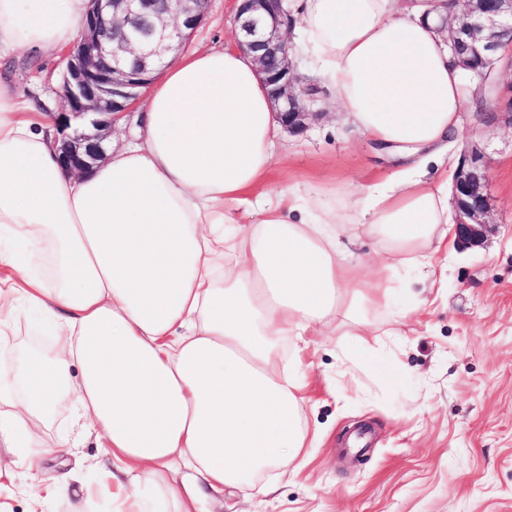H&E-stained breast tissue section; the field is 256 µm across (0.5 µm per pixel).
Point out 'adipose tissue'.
<instances>
[{
	"label": "adipose tissue",
	"instance_id": "obj_1",
	"mask_svg": "<svg viewBox=\"0 0 512 512\" xmlns=\"http://www.w3.org/2000/svg\"><path fill=\"white\" fill-rule=\"evenodd\" d=\"M88 0H0V58L61 59ZM293 59L311 60L346 122L407 157L447 143L473 93L452 60L442 0H293ZM134 141L92 172L58 162L55 116L0 76V315L16 302L55 323L26 353L0 446L45 453L38 425L82 413L112 459L120 512H196L202 487L251 486L306 457L304 380L278 366L356 305L389 307L396 266L430 267L445 243L447 161L370 186L342 220L319 189L239 208L272 172L281 124L259 66L230 45L174 57L140 106ZM374 236L379 261L341 237Z\"/></svg>",
	"mask_w": 512,
	"mask_h": 512
}]
</instances>
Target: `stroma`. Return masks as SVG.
<instances>
[{"label":"stroma","mask_w":512,"mask_h":512,"mask_svg":"<svg viewBox=\"0 0 512 512\" xmlns=\"http://www.w3.org/2000/svg\"><path fill=\"white\" fill-rule=\"evenodd\" d=\"M235 0H211L183 48L232 44ZM25 96L61 103L63 69L17 50L0 61ZM495 100L469 102L449 150L477 147L488 170L493 231L485 247L449 244L433 272L394 274L396 303L371 308L365 326L344 317L318 328L298 353L305 375L304 420L316 437L295 470L260 475L245 492H206L203 512H512V128L488 121ZM285 133L269 194L312 185L359 195L408 168L324 115ZM49 323L25 306L0 329V370L51 341ZM363 347L365 358L341 351ZM39 434L49 455L21 461L0 484V512H31L39 481L76 474L94 481L106 459L95 432H79L62 409ZM78 437L76 448L60 447Z\"/></svg>","instance_id":"35a3bbf8"}]
</instances>
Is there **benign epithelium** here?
<instances>
[{"label":"benign epithelium","mask_w":512,"mask_h":512,"mask_svg":"<svg viewBox=\"0 0 512 512\" xmlns=\"http://www.w3.org/2000/svg\"><path fill=\"white\" fill-rule=\"evenodd\" d=\"M462 5L448 36L452 54L465 70L485 81L495 68L498 51L512 43V0H496L487 12L481 0ZM90 9L73 41L62 81V139L59 162L83 173L104 162L116 119L125 114L164 68L167 58L203 22L207 0H89ZM241 39L237 47L255 54L265 75L279 119L298 134L317 116L313 95L294 72L287 31L292 19L283 0H244L234 17ZM481 60L473 65L471 57ZM488 117L512 127V84L498 111ZM453 178L454 233L465 249L484 246L491 231V205L485 191L487 170L481 152L464 151Z\"/></svg>","instance_id":"7a95c632"}]
</instances>
